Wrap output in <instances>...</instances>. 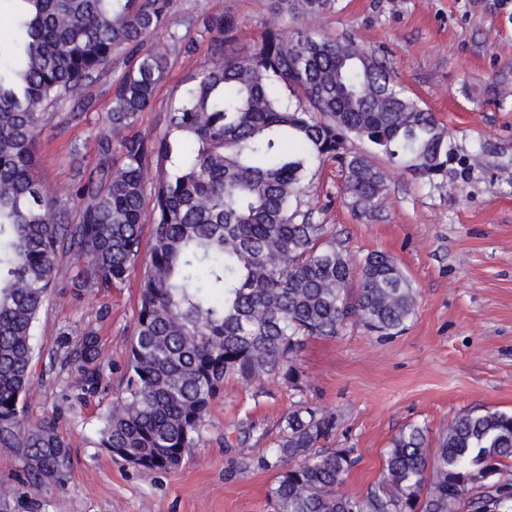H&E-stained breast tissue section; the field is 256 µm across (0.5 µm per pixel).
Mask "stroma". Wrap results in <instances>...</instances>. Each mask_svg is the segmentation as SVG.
I'll use <instances>...</instances> for the list:
<instances>
[{
	"mask_svg": "<svg viewBox=\"0 0 512 512\" xmlns=\"http://www.w3.org/2000/svg\"><path fill=\"white\" fill-rule=\"evenodd\" d=\"M272 0H174L171 19L150 40L165 48L167 67L153 108L135 130L159 135L166 114L193 75L211 62L210 15L237 18L238 44H255ZM300 29L348 40L392 67L407 95L450 133L448 176L429 181L401 171L366 141L348 145L374 154L389 178L370 206H356L336 161L313 172L306 198L313 221L357 259L379 251L394 257L415 291L406 330L383 338L352 318L333 339H311L297 358L300 389L229 376L205 421L202 437L182 465L146 478L115 460L93 440L101 417L123 385L128 340L140 283L152 245V215L144 213L141 252L126 280L110 292L84 287L79 262L59 256L56 281L35 328L41 358L58 352L61 333L94 327L105 359V383L82 390L66 368L34 384L26 411L53 420L69 444L71 487H48V512H266L274 471L257 458L273 445L288 411L306 404L336 417L334 448L359 458L343 492L365 494L382 474L392 439L409 424L439 437L472 409L512 411V107L462 96L463 82L483 84L512 68V0H339L336 12L286 17ZM193 42L192 58L174 38ZM120 53L86 89L94 107L73 117L59 107L37 147V176L48 191L75 183L73 151L94 161L106 127L113 79L128 69ZM253 433L239 442L237 430Z\"/></svg>",
	"mask_w": 512,
	"mask_h": 512,
	"instance_id": "stroma-1",
	"label": "stroma"
}]
</instances>
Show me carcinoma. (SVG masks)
Wrapping results in <instances>:
<instances>
[{
  "instance_id": "obj_1",
  "label": "carcinoma",
  "mask_w": 512,
  "mask_h": 512,
  "mask_svg": "<svg viewBox=\"0 0 512 512\" xmlns=\"http://www.w3.org/2000/svg\"><path fill=\"white\" fill-rule=\"evenodd\" d=\"M12 41L0 44V448L15 449L17 490L0 512H46L42 488L69 483L68 446L53 421L26 417L34 381L72 365L91 390L104 379L92 328L60 337L63 359L37 364L34 325L57 259L84 260L100 292L123 283L141 250L145 196L153 242L130 339L124 383L95 445L144 477L182 465L230 375L269 378L294 390L293 361L307 340L336 337L358 317L380 336L413 317L415 293L385 253L357 263L303 208L317 162L336 159L345 189L364 205L386 173L366 140L400 169L448 173V131L399 89L390 68L346 41L282 28L281 18L336 12L339 0H275L256 45L236 47L231 15L209 16L212 62L168 113L162 135L133 132L153 108L165 52L146 48L168 21L172 0H18ZM136 58L110 87L108 127L96 161L73 151L77 224L38 180L36 149L53 109L92 106L85 87L114 55ZM296 104H286L278 88ZM469 99L512 102V77L467 85ZM153 181L146 180L149 166ZM336 418L310 406L289 411L277 444L257 465L276 470L270 512H512V413L461 415L428 452L425 425L401 430L380 479L360 496L338 493L352 448H324Z\"/></svg>"
}]
</instances>
